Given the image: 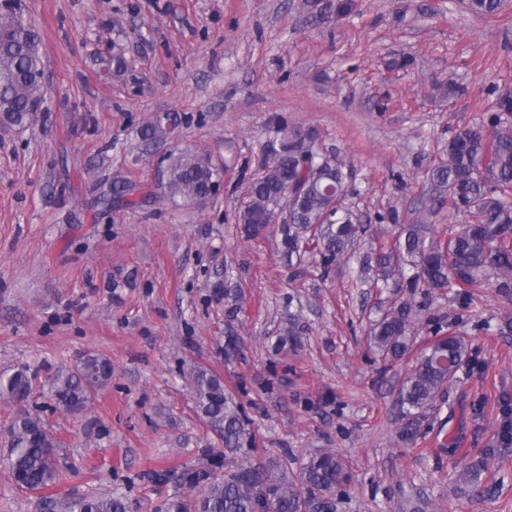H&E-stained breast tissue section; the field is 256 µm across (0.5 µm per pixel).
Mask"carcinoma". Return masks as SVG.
<instances>
[{
  "label": "carcinoma",
  "instance_id": "carcinoma-1",
  "mask_svg": "<svg viewBox=\"0 0 512 512\" xmlns=\"http://www.w3.org/2000/svg\"><path fill=\"white\" fill-rule=\"evenodd\" d=\"M468 8L494 16L501 0H469ZM98 72L108 79L125 69L117 55L97 59ZM42 37L25 13L22 0L14 9L0 11V132L25 129L34 122L32 106L43 101L46 84ZM182 124L177 112L153 115L138 130L145 142L169 140ZM279 148L266 156L261 172L250 179L245 200L236 215L248 237L275 225L280 247L288 258L313 252L329 270L361 240L363 225L344 205L348 187L345 163L323 151L315 132L284 124L276 128ZM224 180V167L206 152L185 148L169 152L154 186H138L128 179L110 183L96 204L108 209L163 200L175 206L204 204ZM429 189L415 209L417 216L401 224L390 243L371 248L369 259L382 280L393 281L413 295L419 289H456L471 294L487 271L497 273V288L512 298V96L498 100L492 131L465 129L448 141L447 160L429 172ZM465 208L466 224L447 237L429 223L436 205ZM417 314L402 301L376 320L370 344L382 357L397 359L407 349ZM470 343L450 334L429 343L400 389L407 414L432 406L439 393L467 357ZM112 380V363L88 353L73 369H61L48 381L56 407L79 414ZM35 377L26 366L0 372V399L17 404L7 427L4 464L14 483L37 495V512H129L122 493L49 494L59 468L56 436L43 420L25 408ZM194 411L222 441L200 468L155 473L159 484L172 483L177 491L165 498L157 512H336L347 482L343 464L333 453L308 459L299 476L288 477V455L256 453L255 434L241 404L224 388V380L196 365L188 372Z\"/></svg>",
  "mask_w": 512,
  "mask_h": 512
}]
</instances>
